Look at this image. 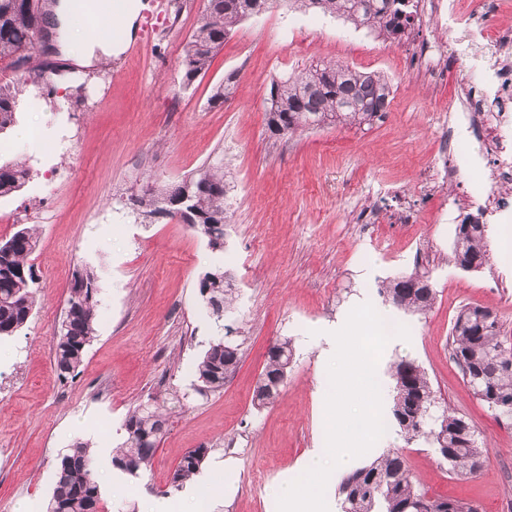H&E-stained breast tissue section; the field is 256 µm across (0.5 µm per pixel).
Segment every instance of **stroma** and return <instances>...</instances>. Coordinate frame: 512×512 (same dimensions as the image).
I'll return each mask as SVG.
<instances>
[{
    "instance_id": "35a3bbf8",
    "label": "stroma",
    "mask_w": 512,
    "mask_h": 512,
    "mask_svg": "<svg viewBox=\"0 0 512 512\" xmlns=\"http://www.w3.org/2000/svg\"><path fill=\"white\" fill-rule=\"evenodd\" d=\"M141 2L154 28L137 29V53L121 52L104 68H80L87 90L80 98L67 82L27 84L16 124L44 130V137L30 142L14 129L0 133V160L31 168L20 191L0 198V240L23 224L37 237L29 258L36 308L24 328L0 339V512L22 505L45 512L57 459L78 441L96 455L102 512H113L121 483L132 488L127 507L149 497L178 506L183 493L172 489V474L187 451L203 445L209 453L202 469L221 494L215 512H277L268 484L299 477L309 452L325 445V335L357 299L410 331L409 340L389 342L379 359L383 401L391 399L390 365L413 359L439 407L463 416L487 448L479 474L458 477L440 464L433 445L406 442L391 429L363 462L398 450L428 495L468 502L479 512H512V419L475 397L451 354L452 323L465 306L495 312L512 343V251L500 246L502 225L491 224L486 264L475 271L457 266L456 227L471 208L423 195L417 183L437 165L448 130L472 149L466 123H449L448 105L459 84L479 89L493 66L489 46L464 27L441 33L434 52H453L447 69L426 84L417 74L421 23L390 42L370 28L274 0L240 21L209 70L187 86L184 47L202 0H182L174 25L163 0ZM317 62L383 74L393 85L390 112L361 128L271 135L272 81ZM225 82L223 103H212ZM218 160L230 204L223 249L175 219L151 222L133 210L131 196L147 186L180 182ZM406 201L414 223L362 221L366 211L387 214ZM84 267L100 280L96 335L78 375L62 381L51 338L73 276ZM217 269L231 275L235 297L220 319L206 311L198 288ZM414 271L428 275L436 298L426 312L405 315L378 288ZM224 335L239 347V366L223 390L199 395L195 364ZM286 337L294 348L286 383L273 403L257 407L267 351ZM175 395L182 406L170 413L147 470L131 477L113 469L128 411ZM221 461L232 480H224Z\"/></svg>"
}]
</instances>
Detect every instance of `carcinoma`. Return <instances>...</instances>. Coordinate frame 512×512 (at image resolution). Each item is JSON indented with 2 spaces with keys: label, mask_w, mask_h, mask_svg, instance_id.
Returning a JSON list of instances; mask_svg holds the SVG:
<instances>
[{
  "label": "carcinoma",
  "mask_w": 512,
  "mask_h": 512,
  "mask_svg": "<svg viewBox=\"0 0 512 512\" xmlns=\"http://www.w3.org/2000/svg\"><path fill=\"white\" fill-rule=\"evenodd\" d=\"M270 0H206L202 15L184 50L183 84L190 85L205 73L232 28L248 15L266 8ZM301 9H316L356 26H368L385 40L397 38L414 21V0H371L374 7L359 8L362 0H289ZM56 0H0V61L16 59L28 64L23 84L36 83L44 66L34 62L35 34L41 22L54 14ZM21 86L0 85V132L16 121ZM393 99L390 81L374 72H362L334 62L316 64L304 73L275 80L271 84L267 126L271 134L288 135L311 126L343 124L370 125L381 118ZM30 170L18 162L0 164V198L21 190ZM200 185L192 201L198 215L197 231L209 245L224 247V224L228 222L225 202L224 163L209 164L175 185L150 187L133 199L147 217H175L170 204L182 196L186 182ZM486 225L475 224L468 232H456L453 260L463 269L475 261L483 266L488 257ZM36 240L26 227L0 241V337L19 332L29 322L36 306L35 275L28 257ZM219 279L205 285L199 281L202 302L221 318L232 302V277L214 270ZM417 274L399 276L381 285L378 293L397 309L421 314L435 300L431 288L416 286ZM100 288L94 270H76L69 288L66 316L53 335L54 369L63 380L74 377L95 335L96 296ZM490 309L462 308L451 328L452 358L468 374L466 382L475 396L500 414L512 417V346L502 339L497 316L488 322L479 316ZM293 358L291 340L286 338L267 352L263 377H288ZM240 361L238 345L220 337L209 346L195 366V390L201 395L224 389ZM392 403L387 425L399 428L407 442L423 439L456 476H474L482 467L487 449L477 439L461 436L466 420L453 412L433 411L436 395L424 369L415 361L401 358L390 366ZM167 419L148 404L130 411L123 422L124 440L112 454V468L131 477L143 472L166 431ZM209 452L194 448L181 459L171 478V487L183 488L195 477ZM97 461L84 442H77L61 457L57 480L46 512H91L102 499L95 478ZM338 512H477V507L447 498H434L416 485L405 460L387 450L373 461L345 475L336 489Z\"/></svg>",
  "instance_id": "obj_1"
}]
</instances>
